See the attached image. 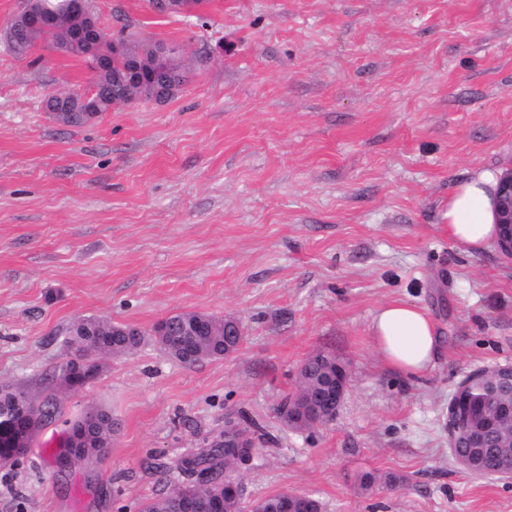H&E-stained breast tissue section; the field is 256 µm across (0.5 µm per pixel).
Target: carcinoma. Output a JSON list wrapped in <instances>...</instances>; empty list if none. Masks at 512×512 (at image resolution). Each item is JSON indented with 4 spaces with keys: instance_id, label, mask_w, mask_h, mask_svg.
I'll return each instance as SVG.
<instances>
[{
    "instance_id": "1",
    "label": "carcinoma",
    "mask_w": 512,
    "mask_h": 512,
    "mask_svg": "<svg viewBox=\"0 0 512 512\" xmlns=\"http://www.w3.org/2000/svg\"><path fill=\"white\" fill-rule=\"evenodd\" d=\"M42 6L59 16V26L51 31H36L20 26L8 48L19 57L30 55L39 45L53 48L64 43L72 22L67 11V0H40ZM175 86L184 85L187 70L176 48H169ZM139 59L143 67L150 69L155 63L154 47L129 40L123 53L114 58L112 69L100 79L108 88L91 104H76L71 114L57 118L70 127H78L89 121L86 111L109 112L113 106L126 104L130 94L122 80V71L128 58ZM225 317H217L196 311L174 313L154 330L157 336H131L120 323L97 318L78 319L67 330L65 346L74 360L84 366L101 371V359L105 356L127 355L150 341L172 358L193 364L201 359L222 358L228 347L239 346L241 339L224 335ZM343 361L335 354L317 351L309 354L299 367L295 391L287 394L276 408L281 421L290 427L309 430L326 423L308 401L311 393H321L329 375L336 372V365ZM57 402L46 397L37 401L22 398L18 387L0 384V466L13 468L20 464L40 429L59 417ZM227 417L234 426L216 431L205 437L202 445L171 461L155 463V469L170 482L169 489L156 497L144 499L139 512H212L211 501L224 494V485L244 483L254 466L260 448L267 441L263 426L246 411H230ZM119 432V423L112 414L102 408L86 409L70 422L62 440L63 452L79 460L96 462L107 456L112 441ZM488 447L495 449L498 462L479 464L473 473L480 476L509 474L512 463V422L502 421L488 431ZM407 479L401 475L366 472L359 478L358 488L370 494L378 488L392 493L405 489ZM288 497L282 491L266 495L251 505L260 512H279L281 502Z\"/></svg>"
}]
</instances>
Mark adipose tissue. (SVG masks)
Wrapping results in <instances>:
<instances>
[{
	"instance_id": "ef3b65f1",
	"label": "adipose tissue",
	"mask_w": 512,
	"mask_h": 512,
	"mask_svg": "<svg viewBox=\"0 0 512 512\" xmlns=\"http://www.w3.org/2000/svg\"><path fill=\"white\" fill-rule=\"evenodd\" d=\"M501 174L478 170L448 199V237L465 252L488 248L495 240V192ZM373 340L386 364L408 379L433 366L440 337L425 309L405 302L383 306L374 318Z\"/></svg>"
}]
</instances>
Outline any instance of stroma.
Instances as JSON below:
<instances>
[{
	"mask_svg": "<svg viewBox=\"0 0 512 512\" xmlns=\"http://www.w3.org/2000/svg\"><path fill=\"white\" fill-rule=\"evenodd\" d=\"M94 8L106 31L177 47L187 82L66 127L42 101L92 72L0 43V383L46 394L84 317L148 330L193 310L240 318L245 337L196 365L143 346L57 389L61 421L0 469V512H138L167 489L151 459L184 455L229 409L270 436L244 504L292 489L324 512H512V477L472 474L448 447L456 383L512 362V261L463 253L445 218L469 172L512 163V0ZM394 301L438 328L423 378L374 347L373 317ZM316 350L347 364L349 388L332 421L296 430L276 407ZM94 406L121 423L106 462L53 473L66 421ZM376 471L406 489L359 494Z\"/></svg>",
	"mask_w": 512,
	"mask_h": 512,
	"instance_id": "stroma-1",
	"label": "stroma"
}]
</instances>
